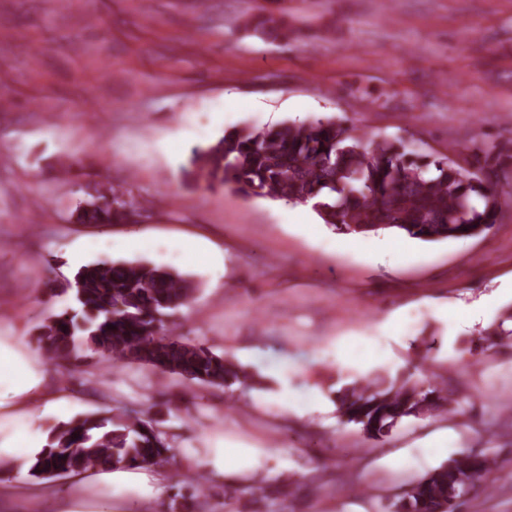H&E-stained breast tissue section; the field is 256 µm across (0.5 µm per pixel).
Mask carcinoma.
<instances>
[{"instance_id":"obj_1","label":"carcinoma","mask_w":512,"mask_h":512,"mask_svg":"<svg viewBox=\"0 0 512 512\" xmlns=\"http://www.w3.org/2000/svg\"><path fill=\"white\" fill-rule=\"evenodd\" d=\"M274 40L288 39V26L272 13L246 21ZM469 152L466 166L454 157ZM195 179L231 186L246 199L312 204L323 224L350 235L391 230L424 243L467 241L487 234L500 220L512 193L502 180L512 174V154L465 135L446 154H424L403 140L364 142L342 121L281 122L258 129L235 127L198 147L191 158ZM131 202L111 187L77 212L81 224L128 219ZM197 284L179 272L148 262H96L79 267L63 293L70 304L50 312L37 326L38 346L51 360L78 358L87 348L104 366L136 365L189 385L224 389L253 374L204 343L167 328L192 300ZM512 307L480 333L484 353L512 336ZM466 396L444 380L416 373L377 376L343 386L336 411L360 427L376 447L398 423L424 414L447 417ZM172 461L158 421L128 409L93 411L54 427L47 445L29 464V475L55 478L103 467L163 466ZM489 454H456L409 483L388 512H441L448 502L467 503L492 467Z\"/></svg>"}]
</instances>
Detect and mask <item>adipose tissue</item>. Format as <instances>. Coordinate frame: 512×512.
Listing matches in <instances>:
<instances>
[{"instance_id":"obj_1","label":"adipose tissue","mask_w":512,"mask_h":512,"mask_svg":"<svg viewBox=\"0 0 512 512\" xmlns=\"http://www.w3.org/2000/svg\"><path fill=\"white\" fill-rule=\"evenodd\" d=\"M43 372L42 355L30 352L19 336H0V458L16 460L34 457L46 443L37 427L43 415L62 418L69 399L65 392L50 390ZM93 481L111 487L119 495L134 489L147 499H156L163 473L144 469L97 471Z\"/></svg>"}]
</instances>
